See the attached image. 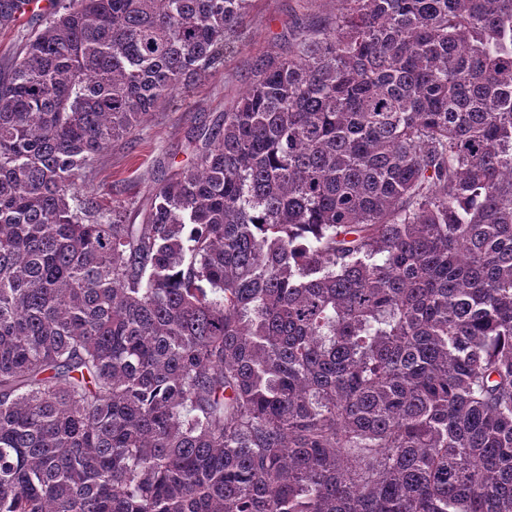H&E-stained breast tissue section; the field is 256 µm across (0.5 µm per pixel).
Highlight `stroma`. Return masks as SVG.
Instances as JSON below:
<instances>
[{
    "instance_id": "1",
    "label": "stroma",
    "mask_w": 512,
    "mask_h": 512,
    "mask_svg": "<svg viewBox=\"0 0 512 512\" xmlns=\"http://www.w3.org/2000/svg\"><path fill=\"white\" fill-rule=\"evenodd\" d=\"M339 8V0H252L223 67L161 104L131 141L115 143L82 170L78 185L102 209L145 208L159 179L189 165L186 146L194 131L222 123L252 82L258 61L286 53L298 32L334 19Z\"/></svg>"
}]
</instances>
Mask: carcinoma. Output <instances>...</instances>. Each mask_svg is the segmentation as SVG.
I'll return each mask as SVG.
<instances>
[{"label": "carcinoma", "instance_id": "cac0c4a2", "mask_svg": "<svg viewBox=\"0 0 512 512\" xmlns=\"http://www.w3.org/2000/svg\"><path fill=\"white\" fill-rule=\"evenodd\" d=\"M248 2L65 0L0 78V512H512V0H341L143 223L77 187Z\"/></svg>", "mask_w": 512, "mask_h": 512}]
</instances>
